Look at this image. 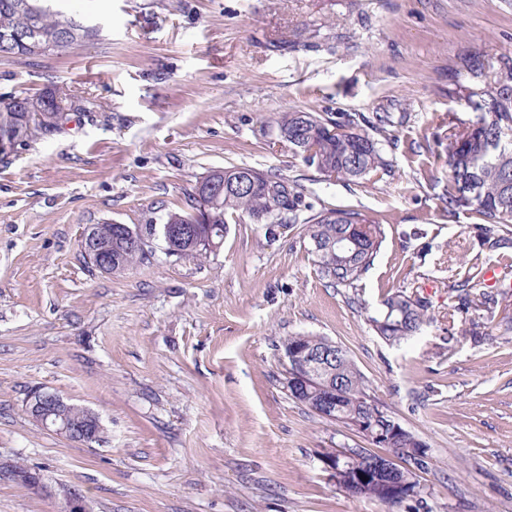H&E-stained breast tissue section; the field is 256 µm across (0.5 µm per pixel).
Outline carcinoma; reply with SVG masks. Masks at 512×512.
<instances>
[{
    "label": "carcinoma",
    "instance_id": "1",
    "mask_svg": "<svg viewBox=\"0 0 512 512\" xmlns=\"http://www.w3.org/2000/svg\"><path fill=\"white\" fill-rule=\"evenodd\" d=\"M49 0H32L36 9H23L19 0H0V35L5 32L35 31L43 41L52 38L59 28L75 22L63 11L54 10ZM465 84L459 86L461 98L472 107L475 116L454 125L448 136V204L458 210L470 211L482 223L478 228L484 241L497 248L512 239V57L498 61L493 78H488L482 61L467 62ZM67 94L49 90L37 95L0 98V135L11 134L17 145H26L61 127L66 113L60 107L67 104ZM307 122L302 134L322 141L320 162L307 158L339 179H365L384 168L385 160L375 139L351 120L333 121L312 112H284L276 119L278 130L293 132L299 123ZM260 179L256 191L224 194L218 201L204 203L188 193L191 204L202 208L200 232L214 242L224 240L229 220L265 214L266 223L282 227L305 223V235L324 245L336 243V238L348 236L356 242L349 251L333 252L322 257L314 254V262L322 276L334 288H354L373 264L385 239L383 225L355 210L322 207L310 217L300 219V212L312 210L304 203L298 186L277 174L255 171ZM100 242L112 247V273L121 274L136 263H143L152 251L127 249L123 231L112 224L90 227ZM214 247L204 243L189 247L188 243L174 244L168 251L178 258L197 259ZM382 318L373 320L377 335L390 343H399L414 335L428 319V308L402 291H396L384 301ZM316 337L297 334L286 337L281 354L314 343ZM344 385L336 390L334 421L356 415L373 422L379 428H388L396 422L388 409L369 393V384L350 357L341 367ZM379 447L394 457H403L405 448L426 445L413 433L402 441L383 442Z\"/></svg>",
    "mask_w": 512,
    "mask_h": 512
}]
</instances>
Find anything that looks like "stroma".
I'll use <instances>...</instances> for the list:
<instances>
[{"instance_id":"1","label":"stroma","mask_w":512,"mask_h":512,"mask_svg":"<svg viewBox=\"0 0 512 512\" xmlns=\"http://www.w3.org/2000/svg\"><path fill=\"white\" fill-rule=\"evenodd\" d=\"M98 40L0 57V97L68 93L69 121L0 162V459L41 470L0 482V512H389L351 496L325 452L364 441L290 397L279 344L342 346L372 395L427 446L411 512H512V247L448 208V123L465 59L512 57V0H60ZM304 111L355 122L388 166L344 182L307 165L275 124ZM295 181L314 207L354 209L386 238L359 288L327 286L297 230L227 226L201 259L96 270L93 224L160 223L208 171ZM497 267L487 280V267ZM482 279L496 303L463 309ZM403 290L428 306L398 344L371 325ZM38 388L90 408L102 441L43 429Z\"/></svg>"}]
</instances>
